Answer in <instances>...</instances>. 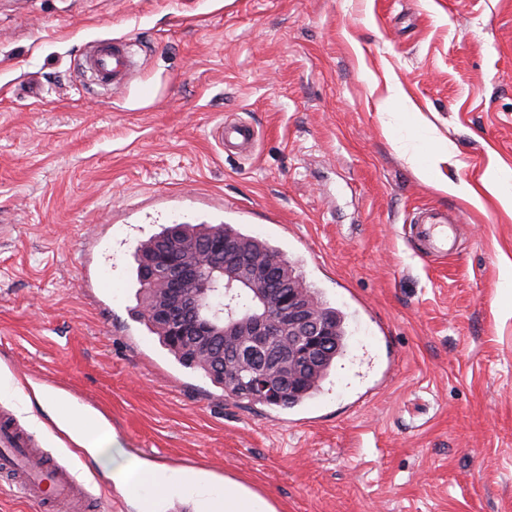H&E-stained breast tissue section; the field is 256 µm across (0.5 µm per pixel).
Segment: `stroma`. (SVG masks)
Here are the masks:
<instances>
[{
  "label": "stroma",
  "mask_w": 512,
  "mask_h": 512,
  "mask_svg": "<svg viewBox=\"0 0 512 512\" xmlns=\"http://www.w3.org/2000/svg\"><path fill=\"white\" fill-rule=\"evenodd\" d=\"M119 37L138 72L88 85L78 55ZM394 112L454 145L442 177L512 170V0H0V367L276 512H512V212L421 180ZM231 116L252 155L218 146ZM426 209L458 218L448 255L422 254ZM179 215L277 248L340 312L320 393L225 397L148 332L132 253ZM18 420L103 512H138L124 455ZM216 138L223 149L233 148L241 154L252 153L260 138L259 130L246 120H225L217 127Z\"/></svg>",
  "instance_id": "stroma-1"
}]
</instances>
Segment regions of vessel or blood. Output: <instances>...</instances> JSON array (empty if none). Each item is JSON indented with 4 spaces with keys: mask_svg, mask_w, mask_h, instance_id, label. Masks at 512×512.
<instances>
[{
    "mask_svg": "<svg viewBox=\"0 0 512 512\" xmlns=\"http://www.w3.org/2000/svg\"><path fill=\"white\" fill-rule=\"evenodd\" d=\"M79 66L97 86H122L137 66L135 43L124 38L91 44L81 55ZM216 138L220 147L248 154L255 149L260 132L251 122L239 119L220 123ZM417 224L428 252H447L446 216L426 214ZM0 479L40 502L46 512H58L63 506L69 512H90L92 497L83 485L71 472L35 448L29 434L10 413L0 419Z\"/></svg>",
    "mask_w": 512,
    "mask_h": 512,
    "instance_id": "b4317fda",
    "label": "vessel or blood"
}]
</instances>
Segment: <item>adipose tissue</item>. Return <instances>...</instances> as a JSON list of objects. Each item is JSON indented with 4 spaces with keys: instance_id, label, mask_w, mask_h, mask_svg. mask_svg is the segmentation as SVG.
I'll use <instances>...</instances> for the list:
<instances>
[{
    "instance_id": "1",
    "label": "adipose tissue",
    "mask_w": 512,
    "mask_h": 512,
    "mask_svg": "<svg viewBox=\"0 0 512 512\" xmlns=\"http://www.w3.org/2000/svg\"><path fill=\"white\" fill-rule=\"evenodd\" d=\"M448 154L446 146L425 136L412 147V155L419 161L417 170L420 177L435 179L437 190L465 198L478 208L483 207V198L489 195L504 210L512 212L511 170L488 168L482 177V186L478 189L465 182L436 179L439 165ZM0 394L13 395L20 411L31 415L34 425H41L46 419L53 422L67 434L72 443L84 449L94 459H101L108 450L119 445L112 426L94 422L82 407L66 405L42 388L25 391L10 373L3 370H0ZM112 477L143 503L160 492L189 497L197 492L196 487L188 481L168 478L165 469L143 464L133 455L127 457L122 467L113 471ZM212 501L215 512H275L265 499L245 485L232 480L213 488Z\"/></svg>"
}]
</instances>
